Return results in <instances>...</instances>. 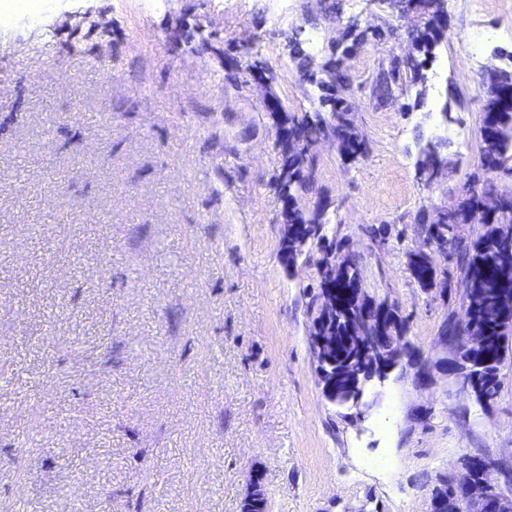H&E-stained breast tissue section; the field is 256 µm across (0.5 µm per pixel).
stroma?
<instances>
[{"label":"stroma","mask_w":512,"mask_h":512,"mask_svg":"<svg viewBox=\"0 0 512 512\" xmlns=\"http://www.w3.org/2000/svg\"><path fill=\"white\" fill-rule=\"evenodd\" d=\"M0 0V512H429L465 457L512 463V359L495 399L404 366L359 407L323 396L305 293L320 254L280 249L282 165L268 103L304 114L350 23L385 31L346 60L369 148L315 149L307 209L326 204L362 288L439 356L462 317L407 254L420 212L450 209L479 168L486 70H512V0H455L426 81L383 98L378 70L416 49L391 0ZM232 57L234 67L224 64ZM263 59L273 80L249 66ZM464 131L434 186L417 172L438 112ZM379 228L380 240L369 227Z\"/></svg>","instance_id":"1"}]
</instances>
